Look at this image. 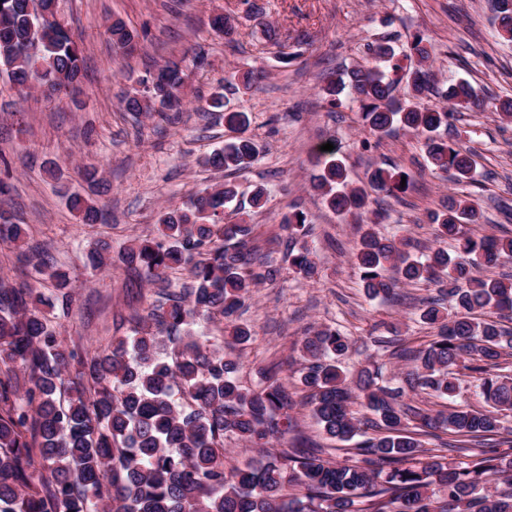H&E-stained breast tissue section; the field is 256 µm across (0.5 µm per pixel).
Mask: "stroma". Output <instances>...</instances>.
<instances>
[{
  "instance_id": "stroma-1",
  "label": "stroma",
  "mask_w": 512,
  "mask_h": 512,
  "mask_svg": "<svg viewBox=\"0 0 512 512\" xmlns=\"http://www.w3.org/2000/svg\"><path fill=\"white\" fill-rule=\"evenodd\" d=\"M262 12H249L244 0H56L55 17L79 39L82 48L81 91L47 99L33 94L19 99L0 75V197L24 224L31 241L43 243L56 267L69 274L74 296L68 315L57 319L69 346L105 348L122 320L143 311L154 288L134 279L121 252L135 238L156 234L161 208L186 201L201 189L235 182L241 202L254 186L268 200L249 212L252 245L275 269L274 280L255 288L239 315L252 332L244 345L225 339L222 321L206 323L225 353L240 359L239 379L255 389L263 373L278 368L295 405L289 414L294 429L282 446H321L333 461L351 458L335 448L305 402L299 382L298 344L302 336L332 327L350 338L343 361L348 378L378 361L385 380L400 385L406 367L377 349L380 337L399 332L412 345L426 346L436 334L420 314L439 295L435 283L404 285L395 297L368 298L352 264L361 235L357 219L328 209L312 184L318 173L309 161L328 138H335L356 186H367L369 172L382 163L411 172L401 199L381 197L385 218L380 237L409 239L416 256L436 246L435 226L428 218L448 193L471 199L482 214L467 225L473 237L512 235V124L496 112L461 111L453 120L457 145L473 152L476 183L455 184L427 168L421 138L397 131L370 150L359 119V104L347 96L331 110L319 92L322 77L340 66L369 59L368 46L388 39L406 46L422 33L436 48L435 79L445 88L465 79L486 95L512 98V43L504 42L492 21L490 0H257ZM230 18L235 33L224 37L210 25L213 15ZM122 19L137 35V49L123 55L113 50L105 31ZM297 51L298 59L279 62L272 41ZM184 59L185 106L172 120L155 114L126 112L121 99L130 84L127 74L142 75L169 59ZM258 69L262 77L251 92L225 84L231 73ZM222 91L229 109L248 112L250 135L261 148L249 168L226 175L203 165L202 159L223 146L230 133L208 112L207 101ZM58 165L63 181L48 173ZM96 167L98 183L88 184L80 170ZM92 198L104 218L82 224L59 192L60 183ZM299 206L312 226L308 238L319 274L305 279L290 264L284 214ZM112 245V262L92 270L88 245L96 239Z\"/></svg>"
}]
</instances>
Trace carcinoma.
I'll return each mask as SVG.
<instances>
[{"label":"carcinoma","instance_id":"carcinoma-1","mask_svg":"<svg viewBox=\"0 0 512 512\" xmlns=\"http://www.w3.org/2000/svg\"><path fill=\"white\" fill-rule=\"evenodd\" d=\"M45 14L28 12V0H0V72L19 94L36 88L45 96L75 91L81 79V44L53 20L55 0H41ZM499 36L512 42V0H491ZM106 33L112 47L127 54L135 35L121 19ZM366 67L342 69L323 78L320 91L330 108L344 90L356 95L360 118L376 146L394 132L411 130L425 137L426 159L436 173L456 184L474 181L472 155L448 141L454 111L479 108L486 100L466 80L436 89L444 105L426 101L434 84L432 43L412 35L406 48L389 41L369 48ZM167 82L153 73L134 79L136 87L122 103L128 112H153L161 118L183 106L185 74L180 62L160 66ZM403 83L407 94L393 95ZM209 106L233 136L203 164L233 173L255 162L259 146L245 136L248 116L225 109L224 93ZM314 189L328 208L342 215L371 211L353 261L366 293L388 297L407 282L448 279V312L438 301L421 313L437 334L424 348L403 339L384 342L394 358L411 365L405 379L411 392L451 399L459 371H468L488 408L468 405L427 412L402 401L404 389L379 383V370L363 368L355 385L345 383L340 357L348 338L331 327L300 341L299 381L309 392L313 413L332 439L360 436L359 458L338 464L321 448H283L257 467L226 471L224 439L235 437L264 448L292 427L286 412L290 397L278 379L258 390L242 387L238 362L207 336L191 328L216 316L237 344L251 337L237 313L252 288L274 279L276 270L249 249L253 225L245 219L224 223L228 210L238 214L237 187L226 182L165 207L159 235L138 239L124 260L157 287L158 299L136 320L131 335L112 341L102 352L77 355L53 325L51 312L71 302L68 275L44 269L27 233L14 214L0 207V241L17 251V261L47 276L54 289L47 297L36 288H16L0 280V512H512V440L480 449L469 462L423 457L419 439L441 429L459 442L484 438L500 428V416L512 412V375L492 374L512 330L493 316L512 315V280L474 275L479 268L512 261V236H483L464 231L481 213L466 197H448L430 214L437 238L456 241L454 253L439 247L426 260L414 256L409 241L378 238L374 225L384 218L369 209L368 192L348 182L339 149L317 151ZM411 183L409 173L378 167L370 175L375 192L398 199ZM83 223L98 222L101 211L78 193L66 194ZM294 242L291 264L311 279L317 267L305 238L311 225L300 211L283 217ZM106 242L88 253L90 265H108ZM188 268L192 284L175 287L166 272ZM365 409L361 413L355 405ZM373 435H368V432ZM500 482L503 489L490 490Z\"/></svg>","mask_w":512,"mask_h":512}]
</instances>
